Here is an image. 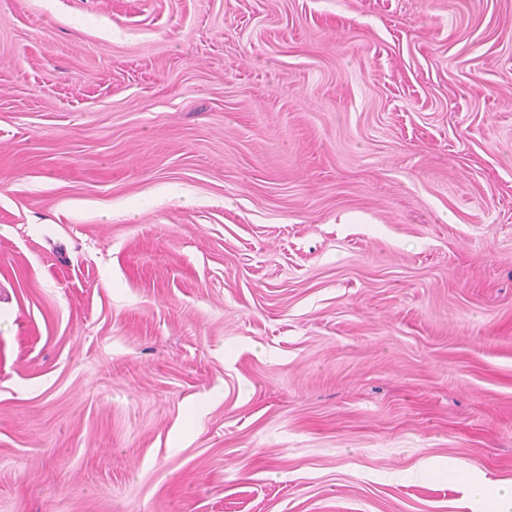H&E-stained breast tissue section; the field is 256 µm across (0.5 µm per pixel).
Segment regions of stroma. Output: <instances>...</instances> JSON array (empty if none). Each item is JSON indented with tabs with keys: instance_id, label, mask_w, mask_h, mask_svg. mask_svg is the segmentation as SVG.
Masks as SVG:
<instances>
[{
	"instance_id": "35a3bbf8",
	"label": "stroma",
	"mask_w": 512,
	"mask_h": 512,
	"mask_svg": "<svg viewBox=\"0 0 512 512\" xmlns=\"http://www.w3.org/2000/svg\"><path fill=\"white\" fill-rule=\"evenodd\" d=\"M470 472L512 480V0H0V512Z\"/></svg>"
}]
</instances>
